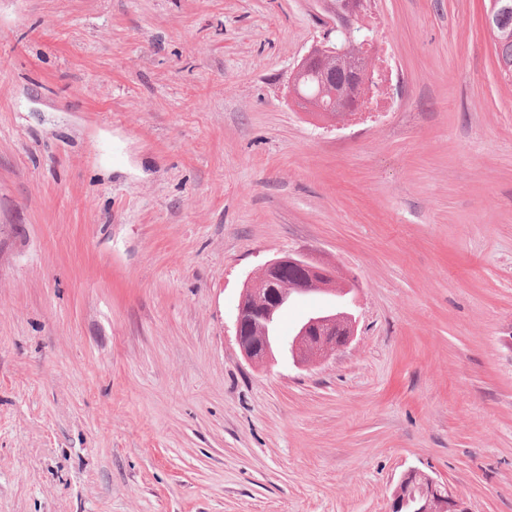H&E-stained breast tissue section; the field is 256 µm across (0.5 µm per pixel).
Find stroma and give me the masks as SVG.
Here are the masks:
<instances>
[{"instance_id":"1","label":"stroma","mask_w":512,"mask_h":512,"mask_svg":"<svg viewBox=\"0 0 512 512\" xmlns=\"http://www.w3.org/2000/svg\"><path fill=\"white\" fill-rule=\"evenodd\" d=\"M323 0H0V512H512V82L484 0H372L393 71L289 96ZM302 253L353 340L250 363ZM328 79L335 81L336 96L332 95V89L329 85L324 84L318 77L316 72L308 75L301 82V91L306 96L313 97L315 112L319 114L332 115L341 114L338 112L345 105V101L339 100L338 96H353V81L349 72H342V76H336V73L328 75ZM293 271L294 281L283 280ZM334 288H324V287ZM345 291L336 288V277L301 256L286 255L268 262L261 274L247 283L237 308L236 339L243 355L253 363H263L272 353V324L275 315L294 295L310 291ZM419 478L422 481L417 483ZM443 487L430 476L410 470L394 491L389 512H471L463 499Z\"/></svg>"}]
</instances>
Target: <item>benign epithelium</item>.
<instances>
[{"mask_svg":"<svg viewBox=\"0 0 512 512\" xmlns=\"http://www.w3.org/2000/svg\"><path fill=\"white\" fill-rule=\"evenodd\" d=\"M363 0H343L341 8L327 9V30L323 42L305 54L294 67L292 78L306 73L314 61L324 54L339 57L344 53L339 45L355 28ZM328 79L336 82V95H353L349 72ZM336 288V277L316 267L301 256L286 255L268 262L261 274L247 283L237 308L236 339L243 355L253 363L266 361L272 353V324L275 315L294 295ZM355 319L347 312L320 314L309 318L286 344L294 361L313 362L345 345L354 335ZM389 512H471L466 502L453 495L438 481L417 470L408 471L393 493Z\"/></svg>","mask_w":512,"mask_h":512,"instance_id":"1","label":"benign epithelium"}]
</instances>
